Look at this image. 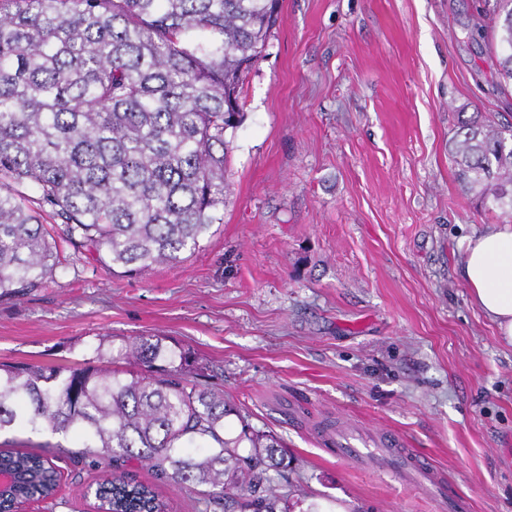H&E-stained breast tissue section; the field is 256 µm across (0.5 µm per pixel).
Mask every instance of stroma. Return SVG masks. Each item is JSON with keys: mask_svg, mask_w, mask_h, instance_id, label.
Masks as SVG:
<instances>
[{"mask_svg": "<svg viewBox=\"0 0 512 512\" xmlns=\"http://www.w3.org/2000/svg\"><path fill=\"white\" fill-rule=\"evenodd\" d=\"M249 71L222 223L137 275L79 253L0 301V363L75 364L108 337L189 348L290 461L325 512H436L379 469L328 454L342 416L403 435L473 512H512V346L473 303L467 236L507 223L456 178L462 121L512 123L473 0H281ZM56 501L95 512L87 462L59 460Z\"/></svg>", "mask_w": 512, "mask_h": 512, "instance_id": "stroma-1", "label": "stroma"}]
</instances>
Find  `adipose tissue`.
<instances>
[{
	"mask_svg": "<svg viewBox=\"0 0 512 512\" xmlns=\"http://www.w3.org/2000/svg\"><path fill=\"white\" fill-rule=\"evenodd\" d=\"M462 273L473 302L495 323L501 340L512 345V225L468 238Z\"/></svg>",
	"mask_w": 512,
	"mask_h": 512,
	"instance_id": "ef3b65f1",
	"label": "adipose tissue"
}]
</instances>
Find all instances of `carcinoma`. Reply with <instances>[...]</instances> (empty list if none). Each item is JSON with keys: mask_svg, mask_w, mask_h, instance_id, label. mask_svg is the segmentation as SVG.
Returning a JSON list of instances; mask_svg holds the SVG:
<instances>
[{"mask_svg": "<svg viewBox=\"0 0 512 512\" xmlns=\"http://www.w3.org/2000/svg\"><path fill=\"white\" fill-rule=\"evenodd\" d=\"M492 20L512 81V0ZM280 21L279 0H0V301L66 271V245L131 275L199 248L224 211L241 89ZM455 154L463 187L511 218L512 124L465 121ZM117 358L101 341L78 367L0 364V434L49 429L108 459L98 512H168L133 460L201 488L204 512H292L279 442L242 415L227 434L234 409L191 352L147 335ZM53 458L0 444V469L22 476L3 512L55 495Z\"/></svg>", "mask_w": 512, "mask_h": 512, "instance_id": "cac0c4a2", "label": "carcinoma"}]
</instances>
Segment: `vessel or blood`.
I'll list each match as a JSON object with an SVG mask.
<instances>
[{"mask_svg":"<svg viewBox=\"0 0 512 512\" xmlns=\"http://www.w3.org/2000/svg\"><path fill=\"white\" fill-rule=\"evenodd\" d=\"M324 438L336 456L357 468L368 469L378 460H386L390 473L403 476L409 486L429 491L447 512H472L471 501L448 493L443 475L420 454L406 448L399 435L388 430L367 434L347 424L325 432Z\"/></svg>","mask_w":512,"mask_h":512,"instance_id":"1","label":"vessel or blood"}]
</instances>
